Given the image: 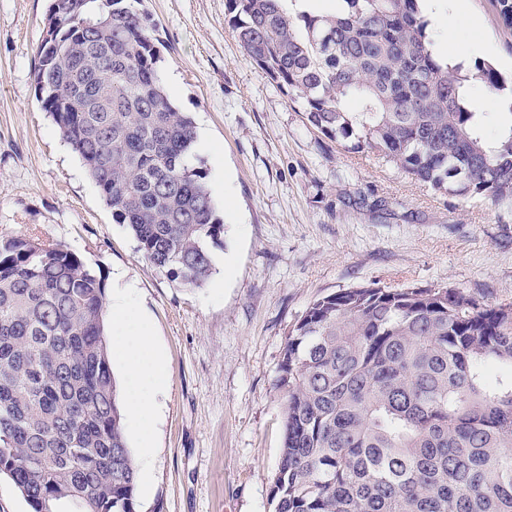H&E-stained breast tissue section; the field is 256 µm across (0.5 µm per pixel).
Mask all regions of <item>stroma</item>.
I'll list each match as a JSON object with an SVG mask.
<instances>
[{
    "mask_svg": "<svg viewBox=\"0 0 512 512\" xmlns=\"http://www.w3.org/2000/svg\"><path fill=\"white\" fill-rule=\"evenodd\" d=\"M50 3L0 0V236L81 254L108 293L136 288L168 374L137 512H271L289 328L317 296L372 282H450L512 300V206L436 192L324 137L240 47L225 0H143L162 43L160 79L196 124L191 164L224 222L210 279L183 287L113 222L36 98ZM470 10L489 63L511 74L512 31L493 0Z\"/></svg>",
    "mask_w": 512,
    "mask_h": 512,
    "instance_id": "1",
    "label": "stroma"
}]
</instances>
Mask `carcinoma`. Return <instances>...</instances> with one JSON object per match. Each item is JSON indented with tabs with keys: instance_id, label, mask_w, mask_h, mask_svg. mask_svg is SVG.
<instances>
[{
	"instance_id": "carcinoma-1",
	"label": "carcinoma",
	"mask_w": 512,
	"mask_h": 512,
	"mask_svg": "<svg viewBox=\"0 0 512 512\" xmlns=\"http://www.w3.org/2000/svg\"><path fill=\"white\" fill-rule=\"evenodd\" d=\"M281 2L226 0L225 18L310 125L435 191L512 203V121L469 105L475 86L512 85L490 64L439 62L419 0L296 17ZM58 7L68 24L39 44L38 100L137 250L203 286L224 224L188 164L195 123L159 81L157 25L127 0ZM105 296L78 253L0 238V477L30 512H137ZM276 388L272 512H512V301L450 282L320 296L289 330Z\"/></svg>"
}]
</instances>
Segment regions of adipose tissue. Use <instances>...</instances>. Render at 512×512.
Segmentation results:
<instances>
[{"mask_svg": "<svg viewBox=\"0 0 512 512\" xmlns=\"http://www.w3.org/2000/svg\"><path fill=\"white\" fill-rule=\"evenodd\" d=\"M420 11L429 28L441 33L434 46L437 60L451 65H469L487 50L485 40L473 39L466 50L455 45V26L468 19L478 26L468 0H421ZM133 287L123 288L112 298V358L123 370V406L136 423L142 447H149L153 434L155 396L165 381L164 363L149 326L134 298Z\"/></svg>", "mask_w": 512, "mask_h": 512, "instance_id": "ef3b65f1", "label": "adipose tissue"}]
</instances>
